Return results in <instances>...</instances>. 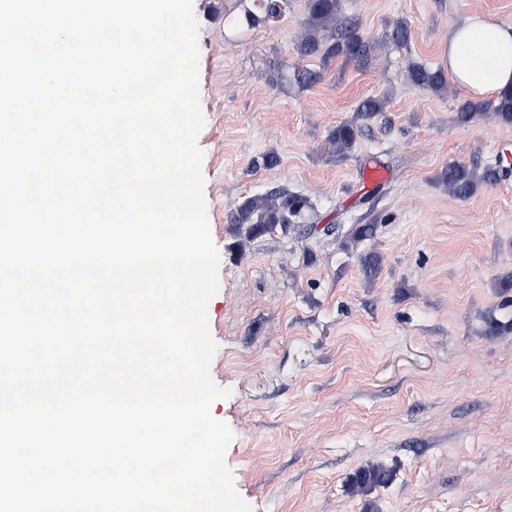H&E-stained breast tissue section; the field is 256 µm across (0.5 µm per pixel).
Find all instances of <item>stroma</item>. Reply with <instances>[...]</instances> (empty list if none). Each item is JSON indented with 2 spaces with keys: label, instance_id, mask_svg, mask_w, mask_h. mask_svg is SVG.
<instances>
[{
  "label": "stroma",
  "instance_id": "35a3bbf8",
  "mask_svg": "<svg viewBox=\"0 0 512 512\" xmlns=\"http://www.w3.org/2000/svg\"><path fill=\"white\" fill-rule=\"evenodd\" d=\"M307 0L237 26L245 0H193L199 23L207 215L221 258L210 300L211 375L232 395L211 413L255 512H512V174L466 199L439 183L449 165L512 155V123L457 120L467 93L408 83L448 66V31L479 13L512 23V0H341L367 38L390 21L407 43L370 63L299 55ZM320 72L306 86L297 76ZM384 97L349 157L324 145L359 103ZM276 166L254 168L265 154ZM383 171L372 237L308 225L244 240L229 212L284 185L319 224L361 216ZM389 471L356 492L358 473Z\"/></svg>",
  "mask_w": 512,
  "mask_h": 512
}]
</instances>
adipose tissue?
Returning a JSON list of instances; mask_svg holds the SVG:
<instances>
[{
  "label": "adipose tissue",
  "instance_id": "1",
  "mask_svg": "<svg viewBox=\"0 0 512 512\" xmlns=\"http://www.w3.org/2000/svg\"><path fill=\"white\" fill-rule=\"evenodd\" d=\"M448 73L475 98L512 88V24L475 14L451 28Z\"/></svg>",
  "mask_w": 512,
  "mask_h": 512
}]
</instances>
